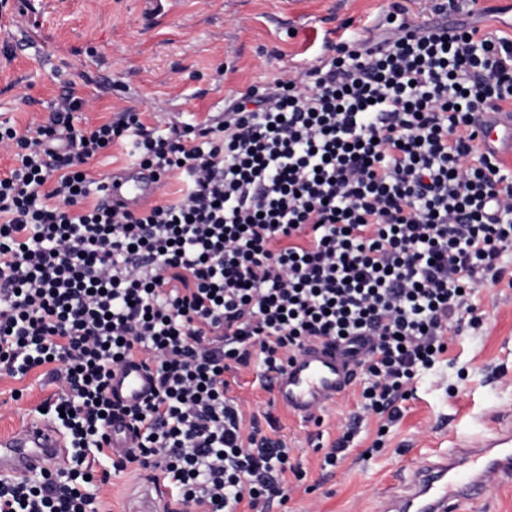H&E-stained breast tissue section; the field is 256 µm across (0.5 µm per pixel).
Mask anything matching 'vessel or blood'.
<instances>
[{
  "label": "vessel or blood",
  "instance_id": "obj_1",
  "mask_svg": "<svg viewBox=\"0 0 512 512\" xmlns=\"http://www.w3.org/2000/svg\"><path fill=\"white\" fill-rule=\"evenodd\" d=\"M480 147L495 157H512V110L491 108L476 113ZM156 190L149 177L108 175V201L140 208ZM361 349L329 342L301 351L279 374L272 393L276 403L293 415L308 419L333 405L355 381ZM148 372L138 366L117 371L113 391L127 403L140 402L149 392ZM64 439L50 424L27 419L17 431L0 435V474L23 477L40 468L63 464ZM407 495L386 498L379 512H467L468 507L491 496L497 480L512 481V426L500 428L482 441L479 450L436 466L415 464Z\"/></svg>",
  "mask_w": 512,
  "mask_h": 512
}]
</instances>
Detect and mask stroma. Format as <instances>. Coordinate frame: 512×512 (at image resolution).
Segmentation results:
<instances>
[{
  "label": "stroma",
  "instance_id": "obj_1",
  "mask_svg": "<svg viewBox=\"0 0 512 512\" xmlns=\"http://www.w3.org/2000/svg\"><path fill=\"white\" fill-rule=\"evenodd\" d=\"M392 2L178 0L160 13L147 0H32L26 14L0 10V121L25 129L70 89L87 99L93 123L124 108L141 112L150 127L216 117L250 85L313 64L323 39H337L344 21L356 31L367 28ZM504 265L503 280L476 299L483 327L457 336L446 361L417 381L382 447H374L378 424L369 422L336 471L322 469L320 448L339 436L356 394L328 407L318 426L274 404L255 367L236 373L233 395L244 399L246 411L271 417L308 482L318 485L310 494L293 488L287 507L269 512H377L381 493L399 484L413 462L512 422V255ZM15 388L23 389L22 400H12ZM54 391L33 372L0 379V433L33 416ZM107 507L178 510L167 488L130 470L113 477Z\"/></svg>",
  "mask_w": 512,
  "mask_h": 512
}]
</instances>
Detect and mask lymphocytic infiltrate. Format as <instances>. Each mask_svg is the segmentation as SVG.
I'll return each instance as SVG.
<instances>
[{
  "label": "lymphocytic infiltrate",
  "mask_w": 512,
  "mask_h": 512,
  "mask_svg": "<svg viewBox=\"0 0 512 512\" xmlns=\"http://www.w3.org/2000/svg\"><path fill=\"white\" fill-rule=\"evenodd\" d=\"M431 10L419 23L397 0L216 119L84 123L71 91L34 133L0 123L16 162L0 176V377L45 370L70 456L0 476V512H105L128 469L180 512H268L306 472L228 373L256 365L268 389L311 344L370 339L333 469L360 422L397 421L456 333L482 327L474 298L512 252V171L481 151L474 114L512 110V37ZM117 143L178 196L107 205L88 166ZM133 363L153 390L126 404L112 375Z\"/></svg>",
  "instance_id": "1"
}]
</instances>
